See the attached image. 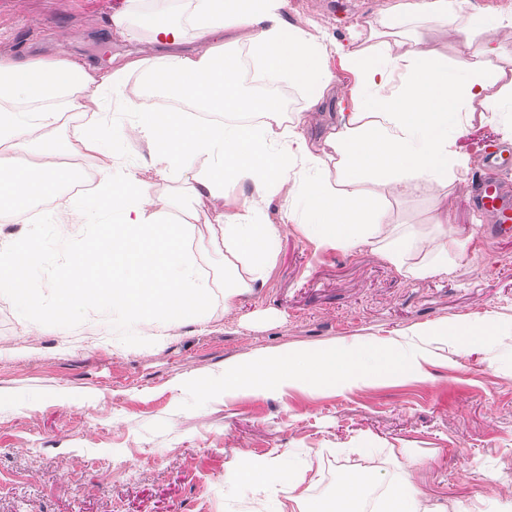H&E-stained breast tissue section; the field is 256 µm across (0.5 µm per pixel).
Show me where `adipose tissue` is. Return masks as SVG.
<instances>
[{"instance_id": "adipose-tissue-1", "label": "adipose tissue", "mask_w": 512, "mask_h": 512, "mask_svg": "<svg viewBox=\"0 0 512 512\" xmlns=\"http://www.w3.org/2000/svg\"><path fill=\"white\" fill-rule=\"evenodd\" d=\"M287 8L288 0H194L184 24L156 23L152 60L131 56L106 69L91 71L66 58L0 61V144L31 142L41 157L31 174L13 169L11 159L0 156V169L13 170L10 178H0V213L22 214L47 200L72 223L90 227L98 245L95 260L85 261L86 244L58 239L46 223L26 249L0 246V268L7 270L11 292L31 318L62 323L90 299L110 306L113 323L127 330L145 319L170 329L187 316L202 317L211 284L186 246L185 229L201 203L223 200L228 183L260 184L273 197L284 182L296 179L313 238L344 249L374 244L381 233V207L351 192L350 184L383 182L400 195L423 181L447 184L465 166L456 143L475 101L496 86L497 111L512 112V81L493 63L503 48L476 44L483 26L475 23L464 32L462 51L448 63L406 42L393 49L380 42L367 51H344L356 77L357 109L337 112L325 147H317L287 121L276 96L238 93L239 71L228 64L240 41H247L262 72L301 85L308 107L320 109L334 101L326 36L289 24ZM456 13L448 0H407L399 23L429 18L444 24ZM399 23L387 14L379 21L387 32ZM190 29L198 40L193 47L186 40ZM133 72L139 75L137 97H168L196 112L228 110L232 116L190 130L165 112L116 129L85 127L68 148L96 160L99 180L94 203L76 202L55 180L58 150L44 132L61 110L78 108L81 95L99 111H119ZM133 132L168 142V150L155 159L160 176L196 166L180 197L149 195L136 171L114 173L112 156ZM331 169L337 174L333 184L325 178ZM215 221L222 226L225 247L246 251L258 266L273 258L279 228L248 197L226 202ZM144 264L151 265L150 275H138ZM47 267L57 268L62 282L49 295L42 287ZM104 277L110 281L106 289L99 286ZM422 358L416 350L394 367L378 351L348 345L289 353L225 372L224 390L234 392L256 381L342 391L389 379L398 368L419 372ZM371 485L366 471L342 472L335 512H360Z\"/></svg>"}]
</instances>
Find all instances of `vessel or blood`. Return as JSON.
<instances>
[{"label":"vessel or blood","mask_w":512,"mask_h":512,"mask_svg":"<svg viewBox=\"0 0 512 512\" xmlns=\"http://www.w3.org/2000/svg\"><path fill=\"white\" fill-rule=\"evenodd\" d=\"M507 164V159L497 154H485L468 184L475 207L490 219L487 232L493 238L512 236V183L502 175Z\"/></svg>","instance_id":"1"}]
</instances>
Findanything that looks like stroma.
Here are the masks:
<instances>
[{"mask_svg": "<svg viewBox=\"0 0 512 512\" xmlns=\"http://www.w3.org/2000/svg\"><path fill=\"white\" fill-rule=\"evenodd\" d=\"M288 2V22L365 50L371 23L400 13L406 0ZM500 3L467 0L463 14L422 22L415 35L423 49L455 58L469 16H502ZM119 11L123 30L112 22ZM168 16L167 0H0V59H148L151 24ZM288 103L299 130L323 142L335 108L307 109L293 83ZM139 118L133 103L115 114L69 110L50 137L61 143L87 123ZM505 120L475 103L457 141L467 171L485 151L506 148ZM160 151L131 138L114 164L136 168L150 194L171 195L192 173L161 178ZM466 173L410 196L354 184L381 204L385 228L379 244L350 250L318 244L301 215L282 221L285 201L298 194L285 182L265 207L280 237L258 272L224 247L214 207L203 204L187 246L212 285L209 306L167 331L146 324L123 335L93 303L65 325L37 323L0 291V512H295L287 493L241 487L247 455L290 466L308 506L328 510L339 473L365 468L382 494L411 488L420 512H512V237H482ZM435 236L447 244L448 267L418 276L433 262L427 242ZM228 266L241 285L229 305ZM435 326L447 335H430ZM470 329L484 333L473 352ZM394 340L428 350L417 376L348 391H224L225 370L259 358L339 344L385 349Z\"/></svg>", "mask_w": 512, "mask_h": 512, "instance_id": "stroma-1", "label": "stroma"}]
</instances>
